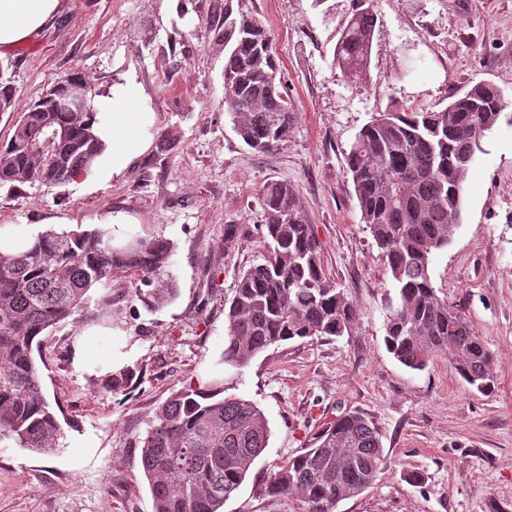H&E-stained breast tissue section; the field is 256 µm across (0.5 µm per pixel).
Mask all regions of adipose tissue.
<instances>
[{"label":"adipose tissue","instance_id":"1","mask_svg":"<svg viewBox=\"0 0 512 512\" xmlns=\"http://www.w3.org/2000/svg\"><path fill=\"white\" fill-rule=\"evenodd\" d=\"M64 0H0V58L40 35L59 17ZM131 87L113 91L101 101L94 126L110 147L106 173L120 175L145 148L146 134L153 122L151 113L133 111Z\"/></svg>","mask_w":512,"mask_h":512}]
</instances>
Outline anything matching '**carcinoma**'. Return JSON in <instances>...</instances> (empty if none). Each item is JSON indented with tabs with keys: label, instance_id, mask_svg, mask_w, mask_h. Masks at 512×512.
Here are the masks:
<instances>
[{
	"label": "carcinoma",
	"instance_id": "obj_1",
	"mask_svg": "<svg viewBox=\"0 0 512 512\" xmlns=\"http://www.w3.org/2000/svg\"><path fill=\"white\" fill-rule=\"evenodd\" d=\"M376 13L357 9L340 29L334 64L364 75L371 60ZM224 45L225 109L243 143L256 153L279 149L294 121L276 54L259 20L224 0L217 32ZM14 92L0 65V106L14 111ZM506 107L497 86L479 82L440 110L395 107L376 112L345 155L361 223L384 257L393 292L385 298L387 351L422 371L444 358L482 394L495 389L494 356L466 315L432 284L433 257L448 247L460 223L465 186L482 140ZM95 109L65 112L33 102L14 133L0 144V186H60L90 169L105 144L92 127ZM265 262L242 271L224 302L220 362L236 370L295 338L342 337L358 323L357 308L327 276L322 248L300 200L285 180L260 190ZM173 243L145 230L114 244L101 227L61 232L48 228L24 251H0V443L43 454L62 446V424L50 404L34 352L47 329L88 308L92 292L122 284L129 307L158 309L171 302ZM139 373L125 365L101 376L121 392ZM268 420L257 405L227 395L224 379L173 392L146 423L136 443L150 484L153 512H222L267 447ZM385 463L382 436L368 417L348 411L330 422L317 443L281 463L266 492L291 494L299 512H336L362 494Z\"/></svg>",
	"mask_w": 512,
	"mask_h": 512
}]
</instances>
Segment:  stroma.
I'll return each instance as SVG.
<instances>
[{
    "mask_svg": "<svg viewBox=\"0 0 512 512\" xmlns=\"http://www.w3.org/2000/svg\"><path fill=\"white\" fill-rule=\"evenodd\" d=\"M239 4L270 32L296 111L286 145L271 153L248 148L225 111L224 48L212 30L224 0H66L51 28L0 58L16 89L14 111L0 112V143L18 113L72 72L104 97L134 78L144 94L138 111L154 115L146 149L118 177L1 186L0 228H88L126 212L174 242L178 288L158 310L128 312L120 332L99 328L100 296L45 331L36 361L64 446L49 455L0 446V512H153L135 439L173 391L219 371L227 393L253 401L271 431L224 512H296L295 498L266 493L270 472L350 410L380 430L387 463L336 512H512V0H373L378 22L362 78L333 65L356 0ZM478 82L498 86L507 106L476 156L462 221L431 277L494 355L488 395L445 359L413 371L387 352L382 301L391 283L345 173V153L374 112L394 103L441 109ZM164 134L174 147L160 155ZM270 179L295 188L325 270L360 319L349 335L297 338L243 372L222 371L224 300L239 271L266 256L258 194ZM87 328L95 334L79 346ZM112 354L141 368L119 393L88 369ZM414 471L424 482L408 481Z\"/></svg>",
    "mask_w": 512,
    "mask_h": 512,
    "instance_id": "1",
    "label": "stroma"
}]
</instances>
